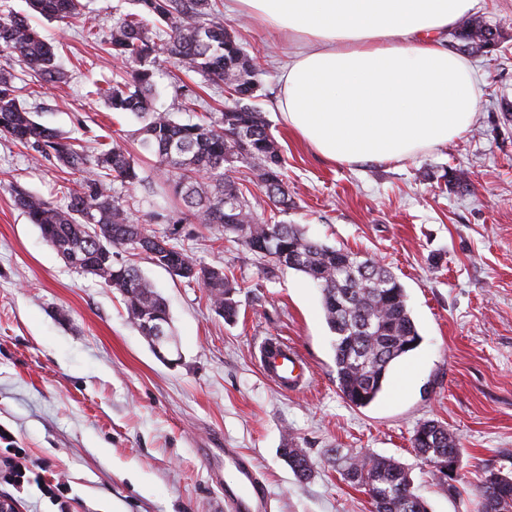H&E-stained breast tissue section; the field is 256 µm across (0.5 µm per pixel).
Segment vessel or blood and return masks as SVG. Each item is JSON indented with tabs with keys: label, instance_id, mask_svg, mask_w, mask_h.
Here are the masks:
<instances>
[{
	"label": "vessel or blood",
	"instance_id": "obj_1",
	"mask_svg": "<svg viewBox=\"0 0 512 512\" xmlns=\"http://www.w3.org/2000/svg\"><path fill=\"white\" fill-rule=\"evenodd\" d=\"M262 374L280 391L295 393L308 384V365L282 338H265L257 353ZM226 512H267L268 495L264 481L252 462L235 449L224 451Z\"/></svg>",
	"mask_w": 512,
	"mask_h": 512
}]
</instances>
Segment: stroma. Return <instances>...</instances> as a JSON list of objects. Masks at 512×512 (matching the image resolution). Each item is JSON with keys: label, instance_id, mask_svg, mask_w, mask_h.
<instances>
[{"label": "stroma", "instance_id": "obj_1", "mask_svg": "<svg viewBox=\"0 0 512 512\" xmlns=\"http://www.w3.org/2000/svg\"><path fill=\"white\" fill-rule=\"evenodd\" d=\"M98 26L35 19L64 43L66 78L47 84L19 53L0 55L20 99L39 122L94 147L97 136L128 137L138 127L85 96L86 86L122 64L105 39L131 0H85ZM473 15L496 26L493 54H466L480 93L469 128L411 159L346 166L296 137L278 107L281 66L293 44L247 16L222 12L260 60L257 102L286 158L294 201L286 222L313 240L391 268L403 284L421 336L391 369L374 403L358 408L336 386L333 333L318 288L208 224L156 230L221 267L239 287L240 313L225 322L198 282L147 257L142 271L167 298L181 358L159 360L130 322L118 292L74 272L16 208L20 186L65 205L76 174L56 160L33 164L0 135V448L23 449L31 481L0 478L18 512H58L45 491L66 487L70 512H225L224 449L252 459L270 512H370V499L344 482L337 456L369 451L406 467L427 512H473L486 471L512 472V0H477ZM159 110L189 86L220 111L222 98L199 76L160 62ZM464 171L466 185L446 183ZM278 336L311 367L299 393L277 390L260 372L256 340ZM456 431L462 448L458 493L438 485L411 439L425 421ZM294 439L313 462L298 480L279 455Z\"/></svg>", "mask_w": 512, "mask_h": 512}]
</instances>
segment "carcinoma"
<instances>
[{"label":"carcinoma","instance_id":"obj_1","mask_svg":"<svg viewBox=\"0 0 512 512\" xmlns=\"http://www.w3.org/2000/svg\"><path fill=\"white\" fill-rule=\"evenodd\" d=\"M136 11L113 22L107 43L113 56L132 65L128 77L92 84L87 96L140 123V152L157 159L161 183L142 177L127 144L110 140L90 152L76 138L46 126L19 100L15 75L0 69V135L44 158H54L81 175L59 207L17 188L15 206L35 224L66 265L91 274L123 297L129 318L148 337L156 322L172 326L169 305L132 258L144 254L171 275L200 282L224 320L239 315L235 281L224 269L200 265L184 247L150 224H219L249 251L306 275L321 294L324 317L334 333L336 385L355 407L370 405L382 392L392 365L419 345L420 335L407 306L405 288L386 266L352 251L304 236L296 224L274 222L258 213L257 196L234 173L250 169L253 185L282 212L292 200L283 179L280 148L263 113L252 105L260 85L254 59L235 32L218 17V0H133ZM47 19L66 20L96 36L82 0H28ZM464 50L490 53L499 44L497 28L475 17L456 27ZM19 52L25 67L41 80L61 82L56 45L27 18L0 7V54ZM199 74L224 93V110L182 123L172 112L153 107L157 55ZM147 186L152 210L141 221L114 195L115 183ZM413 448L426 462L461 452L450 428L428 421L416 430ZM295 477L312 473L307 452L289 441L281 449ZM367 473L372 512H426L406 497L409 471L392 458L357 452L345 461L343 480ZM477 512H512V473H498L494 486L480 484Z\"/></svg>","mask_w":512,"mask_h":512}]
</instances>
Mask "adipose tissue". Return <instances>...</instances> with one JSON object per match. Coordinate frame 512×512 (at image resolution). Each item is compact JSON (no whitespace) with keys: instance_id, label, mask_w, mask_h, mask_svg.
Returning <instances> with one entry per match:
<instances>
[{"instance_id":"obj_1","label":"adipose tissue","mask_w":512,"mask_h":512,"mask_svg":"<svg viewBox=\"0 0 512 512\" xmlns=\"http://www.w3.org/2000/svg\"><path fill=\"white\" fill-rule=\"evenodd\" d=\"M476 0H232L307 43L281 74L289 128L332 162L401 161L470 126L479 91L443 36Z\"/></svg>"}]
</instances>
